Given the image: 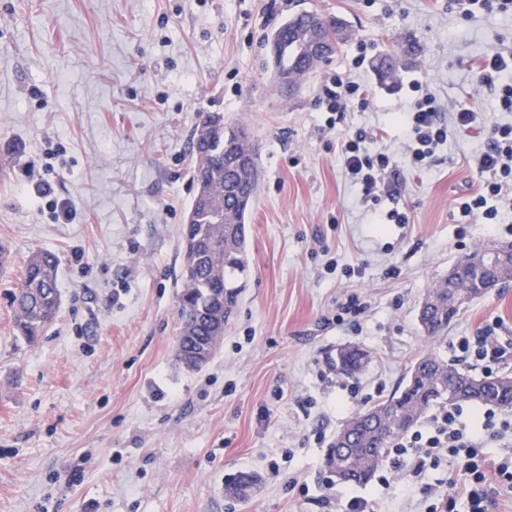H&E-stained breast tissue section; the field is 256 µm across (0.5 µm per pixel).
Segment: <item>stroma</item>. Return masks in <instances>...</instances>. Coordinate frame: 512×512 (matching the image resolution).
<instances>
[{"instance_id": "obj_1", "label": "stroma", "mask_w": 512, "mask_h": 512, "mask_svg": "<svg viewBox=\"0 0 512 512\" xmlns=\"http://www.w3.org/2000/svg\"><path fill=\"white\" fill-rule=\"evenodd\" d=\"M267 3L0 0V244L12 255L0 272V512H340L352 493L379 512H423L405 464L384 490L328 480L324 458L422 354L453 359L456 337L492 325L512 337V282L466 304L447 334L422 332L427 290L512 235L458 222L483 130L449 136L423 174L395 123L416 83L442 113L466 104L512 122L475 69L512 49V15L465 21L448 0ZM301 10L343 18L350 36L283 94L266 36ZM409 38L419 52L381 82L374 60ZM338 74L367 101L335 121L319 95ZM206 112L249 129L260 180L238 306L189 371L176 362L181 229ZM358 128L382 131L372 147L401 173L395 199L365 198L346 176L340 141ZM43 179L48 202L33 193ZM395 206L407 223H377ZM35 251L58 259L61 304L31 344L13 329L12 294ZM350 298L360 311L342 314ZM350 344L370 359L346 378L332 358ZM240 471L258 484L234 499L224 485Z\"/></svg>"}]
</instances>
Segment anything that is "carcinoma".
I'll list each match as a JSON object with an SVG mask.
<instances>
[{
	"label": "carcinoma",
	"instance_id": "cac0c4a2",
	"mask_svg": "<svg viewBox=\"0 0 512 512\" xmlns=\"http://www.w3.org/2000/svg\"><path fill=\"white\" fill-rule=\"evenodd\" d=\"M306 12L292 15L272 32L280 42L276 60L278 75L296 76L303 81L317 66L313 35L305 22ZM401 48L386 51L377 61L379 75L393 79L401 62ZM195 155L196 194L184 224V248L193 258L191 269H182L183 287L178 298V344L186 357L201 351L215 352L224 336L240 294V279L249 270L246 243V216L254 200L258 171L247 180L233 173L230 156L256 147L244 136L239 125L217 127L213 113L196 125L192 136ZM459 273L458 296L448 295V278L429 289L420 303L418 322L429 337L441 336L462 306L489 292L500 278L497 265L487 262L486 250L467 254L452 266ZM60 303L58 267L50 252L33 254L24 266L19 287L13 294L14 330L28 342L44 335ZM368 359L359 346L336 350V372L352 378L362 371ZM479 403L512 408V373L475 377L455 362L434 354L420 357L411 367L406 385L380 403L356 412L336 431L325 466L348 462L344 482L368 483L383 465L394 442L435 405ZM252 477L234 475L225 483L226 494L235 499L247 496Z\"/></svg>",
	"mask_w": 512,
	"mask_h": 512
}]
</instances>
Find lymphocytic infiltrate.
<instances>
[{"mask_svg":"<svg viewBox=\"0 0 512 512\" xmlns=\"http://www.w3.org/2000/svg\"><path fill=\"white\" fill-rule=\"evenodd\" d=\"M477 70L500 110L512 112V51L491 50L481 58ZM400 125L415 163L422 168L449 135L487 128L488 148L476 160L479 184L460 202L459 213L486 224L504 223L508 212L501 203L512 196V122L485 126L481 112L466 105L451 112L448 120H441L435 96L422 89L401 116ZM374 139V134L360 130L345 136L340 146L347 177L366 196L389 189L400 178L387 153L370 151L368 144ZM453 348L459 359L487 372L512 354V345L487 336L459 337ZM511 431L512 419L494 410L484 411L480 427L475 428L466 422L462 407H446L432 414L420 429L402 437L393 455L409 460L410 476L422 491L427 512H440L439 506L447 498L463 505L464 512H489L494 492L502 487L512 489V450L491 452L487 446ZM445 456L452 458L458 472L447 491L427 480L429 470L438 467Z\"/></svg>","mask_w":512,"mask_h":512,"instance_id":"lymphocytic-infiltrate-1","label":"lymphocytic infiltrate"}]
</instances>
